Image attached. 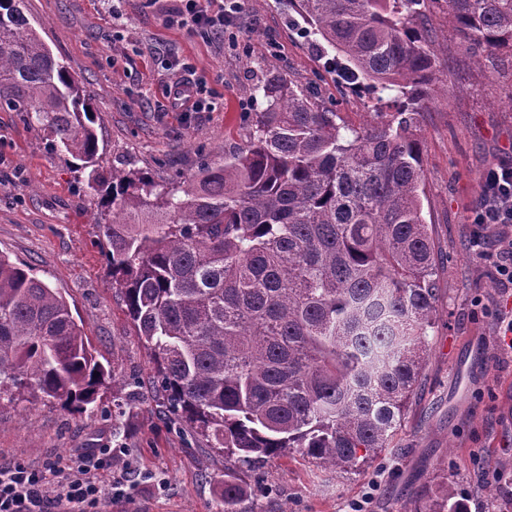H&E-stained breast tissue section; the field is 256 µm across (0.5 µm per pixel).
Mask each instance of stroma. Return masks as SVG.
I'll return each mask as SVG.
<instances>
[{
	"instance_id": "stroma-1",
	"label": "stroma",
	"mask_w": 512,
	"mask_h": 512,
	"mask_svg": "<svg viewBox=\"0 0 512 512\" xmlns=\"http://www.w3.org/2000/svg\"><path fill=\"white\" fill-rule=\"evenodd\" d=\"M173 0H26L31 22L88 94L104 165L166 184L205 157L245 147L269 69L299 82L322 73L341 124L392 121L366 90L325 71L326 57L288 0H248L238 45L170 27ZM440 47L437 92L417 115L426 175L423 215L438 250L436 324L425 383L401 430L359 473H338L296 452L243 472L247 512H412L448 491L464 512H512V352L497 318L512 313L491 259L469 240L487 169L512 165V57L476 63L447 9L427 11ZM202 82L209 106L181 112L175 79ZM74 159L50 153L46 134L0 109V254L36 267L58 289L120 389L102 411L71 414L35 396L0 399V465H65L111 448L100 471L102 512H223L224 457L203 436L170 424L156 370L120 293L110 288L97 209Z\"/></svg>"
}]
</instances>
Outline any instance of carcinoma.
Instances as JSON below:
<instances>
[{
    "mask_svg": "<svg viewBox=\"0 0 512 512\" xmlns=\"http://www.w3.org/2000/svg\"><path fill=\"white\" fill-rule=\"evenodd\" d=\"M344 79L397 92L359 129L276 70L250 140L159 187L99 165L94 110L24 11L0 0V109L34 118L78 161L112 287L178 424L224 452V512H245L243 470L294 450L346 471L390 447L424 377L435 244L423 216L416 114L436 53L423 18L446 8L472 54L512 55V0H289ZM116 385L62 293L0 255V395L86 413ZM412 512H461L446 496Z\"/></svg>",
    "mask_w": 512,
    "mask_h": 512,
    "instance_id": "cac0c4a2",
    "label": "carcinoma"
}]
</instances>
